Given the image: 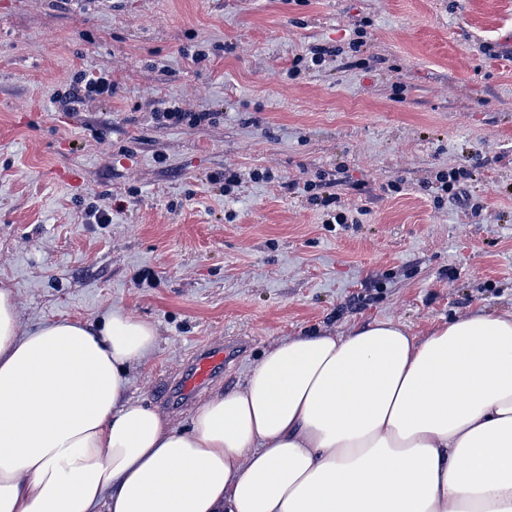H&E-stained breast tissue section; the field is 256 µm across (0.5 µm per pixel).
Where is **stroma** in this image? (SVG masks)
<instances>
[{
	"label": "stroma",
	"mask_w": 512,
	"mask_h": 512,
	"mask_svg": "<svg viewBox=\"0 0 512 512\" xmlns=\"http://www.w3.org/2000/svg\"><path fill=\"white\" fill-rule=\"evenodd\" d=\"M511 32L512 0H0V289L22 330L114 308L153 324L128 395L185 427L193 402L160 392L199 348L237 346L212 384L231 391L295 336L512 313ZM317 44L336 56L289 79ZM88 65L115 95L63 111ZM168 96L222 117L158 126ZM458 166L467 207L431 186ZM320 180L358 223H322L303 190ZM116 199L111 223L82 221Z\"/></svg>",
	"instance_id": "35a3bbf8"
}]
</instances>
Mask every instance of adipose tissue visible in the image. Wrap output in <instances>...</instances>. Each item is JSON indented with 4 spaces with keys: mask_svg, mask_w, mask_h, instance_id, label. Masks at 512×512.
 Instances as JSON below:
<instances>
[{
    "mask_svg": "<svg viewBox=\"0 0 512 512\" xmlns=\"http://www.w3.org/2000/svg\"><path fill=\"white\" fill-rule=\"evenodd\" d=\"M157 341L0 289V512H512V313L283 340L186 429L128 396Z\"/></svg>",
    "mask_w": 512,
    "mask_h": 512,
    "instance_id": "adipose-tissue-1",
    "label": "adipose tissue"
}]
</instances>
